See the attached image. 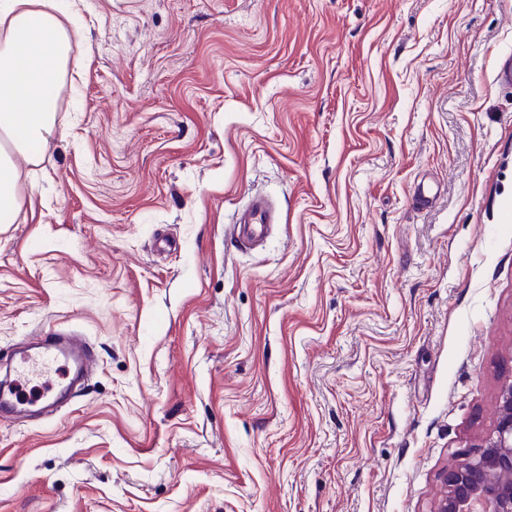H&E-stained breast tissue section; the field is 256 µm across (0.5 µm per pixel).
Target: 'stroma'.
Here are the masks:
<instances>
[{"instance_id":"stroma-1","label":"stroma","mask_w":512,"mask_h":512,"mask_svg":"<svg viewBox=\"0 0 512 512\" xmlns=\"http://www.w3.org/2000/svg\"><path fill=\"white\" fill-rule=\"evenodd\" d=\"M65 27L0 218V379L60 328L96 365L0 423V512H431L512 380V0H89ZM256 194L281 220L247 250ZM275 222L274 209L267 198L254 195L238 210L232 235L245 249H253L266 237L270 225Z\"/></svg>"}]
</instances>
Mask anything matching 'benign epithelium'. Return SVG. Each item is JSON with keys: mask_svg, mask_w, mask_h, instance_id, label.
Masks as SVG:
<instances>
[{"mask_svg": "<svg viewBox=\"0 0 512 512\" xmlns=\"http://www.w3.org/2000/svg\"><path fill=\"white\" fill-rule=\"evenodd\" d=\"M496 425L478 449L443 474L433 512H512V383L502 384Z\"/></svg>", "mask_w": 512, "mask_h": 512, "instance_id": "1", "label": "benign epithelium"}]
</instances>
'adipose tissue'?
<instances>
[{"instance_id": "ef3b65f1", "label": "adipose tissue", "mask_w": 512, "mask_h": 512, "mask_svg": "<svg viewBox=\"0 0 512 512\" xmlns=\"http://www.w3.org/2000/svg\"><path fill=\"white\" fill-rule=\"evenodd\" d=\"M57 0H0V137L12 151L0 148V210L21 206L16 166L18 152L37 160L48 145L55 117L46 102L62 85L67 55L65 28L56 14Z\"/></svg>"}]
</instances>
